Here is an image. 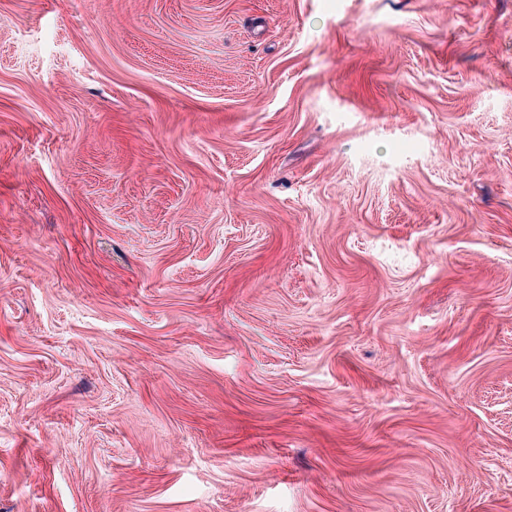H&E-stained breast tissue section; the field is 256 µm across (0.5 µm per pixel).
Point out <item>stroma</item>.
<instances>
[{
    "instance_id": "stroma-1",
    "label": "stroma",
    "mask_w": 512,
    "mask_h": 512,
    "mask_svg": "<svg viewBox=\"0 0 512 512\" xmlns=\"http://www.w3.org/2000/svg\"><path fill=\"white\" fill-rule=\"evenodd\" d=\"M0 512H512V0H0Z\"/></svg>"
}]
</instances>
